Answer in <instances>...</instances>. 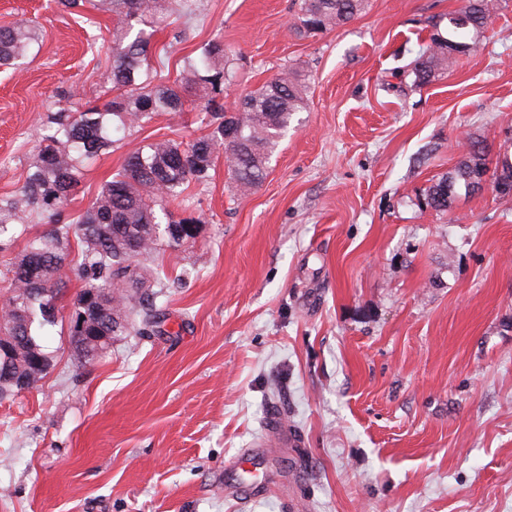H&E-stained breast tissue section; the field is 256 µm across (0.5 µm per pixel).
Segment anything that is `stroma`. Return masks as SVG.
<instances>
[{
    "label": "stroma",
    "mask_w": 512,
    "mask_h": 512,
    "mask_svg": "<svg viewBox=\"0 0 512 512\" xmlns=\"http://www.w3.org/2000/svg\"><path fill=\"white\" fill-rule=\"evenodd\" d=\"M155 43L171 62L209 40L233 56L225 110L288 65L306 107L262 185L223 164L168 208L198 222L163 248L147 335L80 365L66 335L39 389L0 402V512H512V195L427 205L468 137L512 156V0L477 48L420 84L414 60L463 0H368L347 24L299 31L298 0H192ZM53 0H0L37 19L29 64L0 69V198L19 195L47 113L113 97L108 29ZM202 102L87 167L77 217L144 138L206 134ZM298 436L286 479L256 500L224 465ZM265 424L274 429L269 446L288 448L298 443L297 435L288 432V428L280 422V416L276 411H270L267 414Z\"/></svg>",
    "instance_id": "35a3bbf8"
}]
</instances>
